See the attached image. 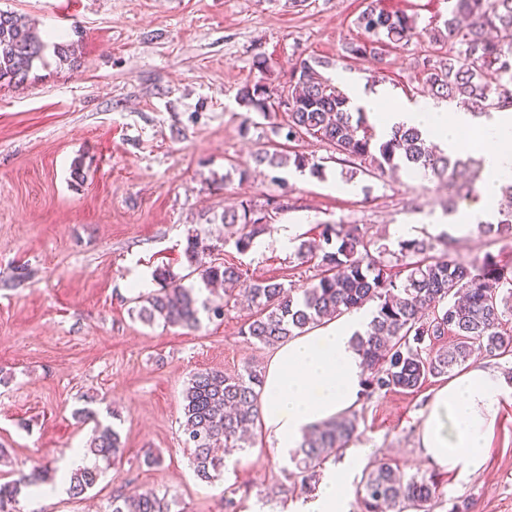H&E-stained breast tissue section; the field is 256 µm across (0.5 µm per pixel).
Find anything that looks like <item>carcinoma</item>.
<instances>
[{"label":"carcinoma","mask_w":512,"mask_h":512,"mask_svg":"<svg viewBox=\"0 0 512 512\" xmlns=\"http://www.w3.org/2000/svg\"><path fill=\"white\" fill-rule=\"evenodd\" d=\"M443 27L426 29L429 41L444 39L459 45L456 53L424 64V82L430 94L455 101L475 116L489 109L512 107V0H452ZM361 37L346 43L352 59H379L390 49L420 36L416 19L405 12H390L370 0L357 18ZM53 32L40 33L35 22L15 11H0V88L19 87L30 80L33 69L53 50L57 64L73 67L78 47L56 41ZM319 58L302 59L290 67L288 92L271 88L264 79L246 84L236 94L237 103L262 117L285 114L276 135L285 143L313 138L330 145L342 163L359 164L381 172L400 164L413 171L448 181V209L461 195L476 194L474 177L458 182L470 172L471 156L451 155L433 144L418 128L397 127L390 138L373 143V128L364 113H354L349 97L320 69ZM287 164L322 176L318 164L295 151L288 156L259 151L251 161L235 167L246 179L253 167L272 169ZM287 206L276 199L262 205L245 200L224 210V242L245 253L254 241L271 231V213ZM478 232L497 240L512 241V211L501 212L495 224H479ZM320 244L300 240L294 256L300 263L313 262L316 274L305 288H287L272 279L245 277L233 263L199 264L207 249L198 236L188 238L185 251L189 265L197 267L204 283L220 282L242 287L255 308V315L242 334L265 347L276 346L309 329L369 303L376 304L370 328L356 338L365 361L362 382L366 396L376 392H415L428 380L448 375L480 353L500 358L512 354V264L488 254L482 264L452 262L429 255L433 243L414 238L399 244L398 251L376 245L356 224H324ZM164 282L159 291L138 296V317L151 324L193 330L200 325V311L216 318L224 307L198 303L191 288L184 287L170 272L159 270ZM262 372L248 366L228 375L205 369L194 373L183 392L185 444L192 449L196 476L210 482L219 476L221 448H248L246 436L260 417L258 392ZM357 414L331 420L308 432L293 455L302 474V484L316 480L318 470L331 456L343 452L358 436ZM85 455L94 463L61 475L71 495L78 497L92 488L102 469L120 461L122 442L117 431L98 426ZM56 473L41 460H32L29 472L0 483V512H17L15 504L23 490L53 481ZM434 478L404 475L387 462H375L363 470L356 487L361 512H386L399 502L417 509L438 497ZM176 501L152 491L137 490L112 499V512H174Z\"/></svg>","instance_id":"cac0c4a2"}]
</instances>
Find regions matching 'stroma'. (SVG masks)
<instances>
[{
    "instance_id": "1",
    "label": "stroma",
    "mask_w": 512,
    "mask_h": 512,
    "mask_svg": "<svg viewBox=\"0 0 512 512\" xmlns=\"http://www.w3.org/2000/svg\"><path fill=\"white\" fill-rule=\"evenodd\" d=\"M380 5L415 16L422 29L441 25L450 9L448 0ZM364 7L365 0H0V9L31 16L40 31L81 50L77 69L57 68L50 56L26 85L0 89V280L20 265L33 271L19 287H0V448L11 459L0 476L37 458L60 468L98 422L124 446L121 462L94 487L78 497L60 492L43 512H111L113 496L134 489L176 498L180 512H225L228 497L238 512H304L312 500L294 463L257 429L251 447L225 458L219 478L196 477L180 428L188 380L203 369L266 368L273 350L242 335L250 311L240 303L194 331L144 324L133 283L158 290L155 272L166 269L199 300L223 302V291L209 292L189 268L192 234L209 245V261L303 288L316 269L276 246L281 225H298L308 239L321 224H357L394 250L397 225L427 233L449 223L447 183L404 167L350 179L333 148L316 140L300 150L323 164L321 177L291 165L245 181L231 171L279 143L278 116L243 126L246 111L235 99L262 76L255 53L268 57L262 77L277 89L292 63L317 57L330 63L325 76L348 74L365 92L389 89L399 104L425 99L423 60L455 44L422 38L379 60L345 58ZM283 195L287 210L253 248L241 254L225 243V207ZM433 254L512 261V243L475 234ZM441 384L362 398L360 436L347 454L434 476L441 493L430 512H512V402L502 406L485 473L461 479L434 471L418 446L426 403Z\"/></svg>"
}]
</instances>
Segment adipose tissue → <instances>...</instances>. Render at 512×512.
I'll return each instance as SVG.
<instances>
[{
	"mask_svg": "<svg viewBox=\"0 0 512 512\" xmlns=\"http://www.w3.org/2000/svg\"><path fill=\"white\" fill-rule=\"evenodd\" d=\"M355 98L380 134L402 124L414 126L450 152L462 151V132L479 126L484 140L491 144L483 154L480 200L461 211L454 223L437 225L436 230L451 238L464 237L493 213L503 179L512 177V109L477 119L472 113L451 111L429 101L391 108L384 93L359 92ZM368 321L363 311L343 315L290 339L273 354L259 393L260 424L280 458H288L314 425L357 406L364 364L354 339L364 332ZM509 398L512 391L506 390L498 369L488 362H474L449 378L433 394L421 422L419 445L428 462L438 471L461 477L481 474L501 405ZM357 463V457L351 456L343 466L328 472L314 494L311 512H345L336 487Z\"/></svg>",
	"mask_w": 512,
	"mask_h": 512,
	"instance_id": "obj_1",
	"label": "adipose tissue"
}]
</instances>
